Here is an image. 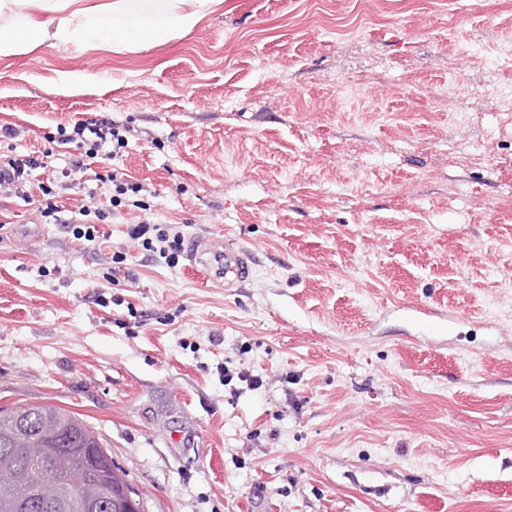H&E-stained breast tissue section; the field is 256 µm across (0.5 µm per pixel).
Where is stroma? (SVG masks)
Segmentation results:
<instances>
[{"label":"stroma","instance_id":"obj_1","mask_svg":"<svg viewBox=\"0 0 512 512\" xmlns=\"http://www.w3.org/2000/svg\"><path fill=\"white\" fill-rule=\"evenodd\" d=\"M510 84L512 0H224L0 61L13 152L58 178L47 134L108 118L145 187L90 241L78 189L57 224L0 190V408L79 414L145 512H512ZM146 217L247 278L166 266ZM188 259L193 268L208 278H224L228 284L242 281L249 272L247 255L242 250L224 247L219 238H195Z\"/></svg>","mask_w":512,"mask_h":512}]
</instances>
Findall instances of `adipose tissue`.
<instances>
[{
	"mask_svg": "<svg viewBox=\"0 0 512 512\" xmlns=\"http://www.w3.org/2000/svg\"><path fill=\"white\" fill-rule=\"evenodd\" d=\"M223 0H0V60L49 44L121 53L189 34Z\"/></svg>",
	"mask_w": 512,
	"mask_h": 512,
	"instance_id": "1",
	"label": "adipose tissue"
}]
</instances>
